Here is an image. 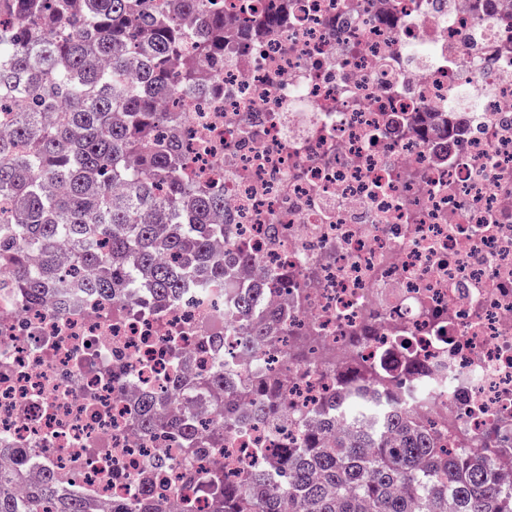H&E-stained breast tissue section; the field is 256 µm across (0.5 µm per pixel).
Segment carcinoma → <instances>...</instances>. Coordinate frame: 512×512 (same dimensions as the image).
Listing matches in <instances>:
<instances>
[{"label": "carcinoma", "instance_id": "1", "mask_svg": "<svg viewBox=\"0 0 512 512\" xmlns=\"http://www.w3.org/2000/svg\"><path fill=\"white\" fill-rule=\"evenodd\" d=\"M153 0H0V106L10 123L0 138V271L38 305L56 288L64 244L84 287L103 296L141 291L173 301L183 291L218 284L239 297V313L262 305L258 289L239 292L212 242L224 225L222 188L183 179L187 162L180 126L155 98L179 88L202 90L211 74L182 64L196 15L207 34L194 44L203 62L224 56V0H181L175 14ZM277 329L253 320L240 335L267 348ZM224 424L205 440L224 444L231 426L230 382H200ZM259 416L284 424L282 386L259 376L249 386ZM352 427L336 446L308 435L271 475L250 468L242 479L206 478L214 512H512V488L492 477V449L448 457L438 438L399 407L372 411L353 396L343 404ZM150 435L162 427L154 408L138 420ZM47 473L31 483L19 464L0 470V512H93L85 499L57 489ZM193 497L121 505L112 512H192Z\"/></svg>", "mask_w": 512, "mask_h": 512}]
</instances>
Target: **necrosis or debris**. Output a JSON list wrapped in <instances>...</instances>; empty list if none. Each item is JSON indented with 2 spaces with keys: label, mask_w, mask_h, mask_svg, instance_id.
Wrapping results in <instances>:
<instances>
[{
  "label": "necrosis or debris",
  "mask_w": 512,
  "mask_h": 512,
  "mask_svg": "<svg viewBox=\"0 0 512 512\" xmlns=\"http://www.w3.org/2000/svg\"><path fill=\"white\" fill-rule=\"evenodd\" d=\"M251 0L224 30L214 88L180 96L183 177L224 189L238 283H261L279 351L230 330L223 289L157 304L90 292L38 306L0 288V468L119 501L185 493L187 475L277 472L354 359L450 454L473 437L512 486V0ZM290 428L252 417L182 454L176 425L218 421L200 379L256 367ZM165 429L139 434L148 397Z\"/></svg>",
  "instance_id": "4bbe7bcc"
}]
</instances>
